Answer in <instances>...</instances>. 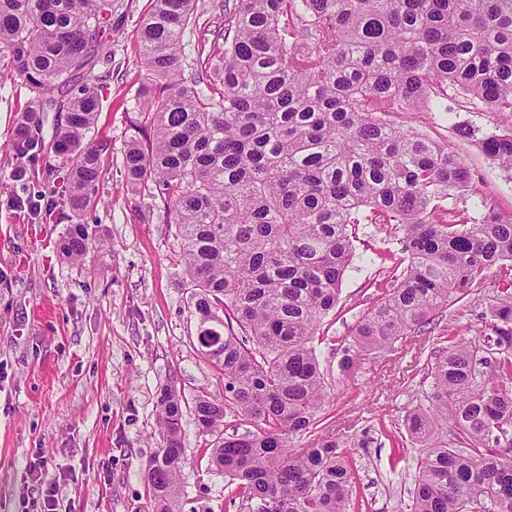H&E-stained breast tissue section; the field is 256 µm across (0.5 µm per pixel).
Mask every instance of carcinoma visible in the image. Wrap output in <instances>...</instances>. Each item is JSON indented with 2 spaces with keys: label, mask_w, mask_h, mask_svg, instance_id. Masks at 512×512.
<instances>
[{
  "label": "carcinoma",
  "mask_w": 512,
  "mask_h": 512,
  "mask_svg": "<svg viewBox=\"0 0 512 512\" xmlns=\"http://www.w3.org/2000/svg\"><path fill=\"white\" fill-rule=\"evenodd\" d=\"M197 0H151L140 32L147 75L123 170L151 179L183 247L203 355L224 399L158 397L163 445L149 461L153 512H173L183 408L214 437L211 462L229 504L248 512H349L352 459L318 433L328 397L314 346L355 253L349 227L403 231L408 264L355 325L341 379L442 316L499 261L512 221L493 210L444 222L470 168L448 145L393 125L392 112H446L448 90L512 113V0H212L224 17L185 72ZM112 0H0V50L43 112L66 163L61 196L76 217L96 201L105 141H85L99 94L91 70L109 54ZM512 168V133L482 140ZM89 227L69 225L59 254L83 260ZM478 338H436L424 363L428 404L406 418L422 452L402 512H512V283L498 289ZM230 427L232 432L224 433ZM310 437L309 447L294 448Z\"/></svg>",
  "instance_id": "1"
}]
</instances>
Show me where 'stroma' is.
<instances>
[{
    "label": "stroma",
    "instance_id": "obj_1",
    "mask_svg": "<svg viewBox=\"0 0 512 512\" xmlns=\"http://www.w3.org/2000/svg\"><path fill=\"white\" fill-rule=\"evenodd\" d=\"M148 10L149 0H115L106 34L111 56L91 74L100 108L88 138L109 140L111 150L98 202L81 218L106 243L82 262L63 260L55 248L74 221L54 191L61 174L52 134L66 115L32 113L28 86L8 75V57L0 52V512H41L50 484L59 489V512H151L145 467L162 443L160 390L172 383L188 399L201 390L224 394L223 380L198 349L199 320L185 284L182 246L166 221L161 191L152 181L132 190L124 177L146 73L137 32ZM448 107L445 114L397 112L391 120L450 145L471 169L469 194L444 200V209L468 213L483 200L512 219V169L480 146L487 134L511 131L512 114L486 112L453 95ZM31 114L41 127L40 142L19 158L10 143ZM456 122L469 125L472 136L456 137ZM38 197L48 203L41 213L12 205ZM352 237L357 267L345 276L318 347L334 388L323 414L356 463L353 512H398L420 451L393 442L427 388L422 367L428 338L480 336L490 299L512 281V261L489 269L432 335L397 342L388 356L365 361L342 381L336 352L350 344L359 318L388 294L394 260L402 255L393 225L359 224ZM211 441L185 413L176 512H237L227 504L223 472L210 462ZM39 457L46 465L37 483L26 471Z\"/></svg>",
    "mask_w": 512,
    "mask_h": 512
}]
</instances>
